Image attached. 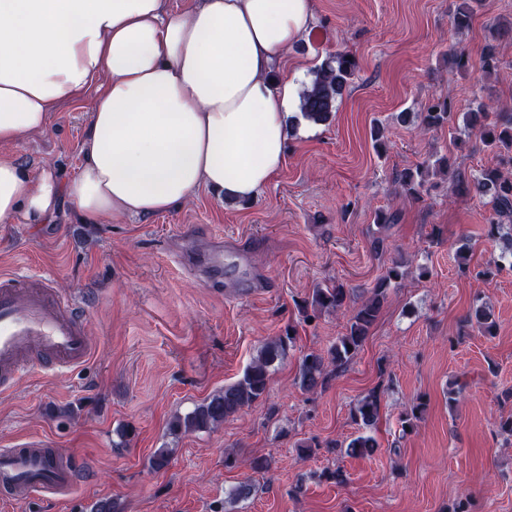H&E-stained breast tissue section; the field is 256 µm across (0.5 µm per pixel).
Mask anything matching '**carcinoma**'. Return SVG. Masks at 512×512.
I'll return each instance as SVG.
<instances>
[{
  "label": "carcinoma",
  "mask_w": 512,
  "mask_h": 512,
  "mask_svg": "<svg viewBox=\"0 0 512 512\" xmlns=\"http://www.w3.org/2000/svg\"><path fill=\"white\" fill-rule=\"evenodd\" d=\"M473 19V0H456L452 14L456 31L462 33L469 30ZM497 54L498 45L486 43L477 63L479 68L485 73L496 70ZM355 67V60L346 59L343 53L336 54L332 60L317 67L312 72V79L300 94L301 116L314 124L329 122L336 112L338 100L350 85ZM419 117L420 125L426 131L445 125H463L469 133L479 138L483 148L496 156L498 164L484 168L472 176V183L474 189L488 199L491 211L490 236H495L497 231H503L499 235L501 246L498 260L512 267V107L478 102L475 108L460 114L448 99L439 96L426 103ZM440 174H448V159L444 156L401 171L397 177L401 194L413 200L420 199L430 178ZM403 277L401 263L392 262L371 289L370 296L355 309L347 322L345 332L336 338V342L327 352H310L302 357L295 379V384L301 391L313 393L324 387L335 370L357 355L379 318L389 289ZM348 297V291L341 285L317 287L312 290L306 305L315 314L335 312L344 306ZM472 318L481 335L494 334L496 324L484 305L473 306ZM292 340V336L286 335L265 342L237 381L225 385L223 390L197 405L186 415L176 417L170 423V430H211L220 426L226 418L258 401L267 391L272 368L286 356ZM351 415L359 425V431L349 440L336 442L332 447L340 448L348 455L372 454L378 447L372 435V429L380 415V397L377 392L371 391L360 398L351 409ZM254 492L255 487L251 482H242L228 491L224 504L247 499Z\"/></svg>",
  "instance_id": "1"
}]
</instances>
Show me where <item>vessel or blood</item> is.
Wrapping results in <instances>:
<instances>
[{
  "instance_id": "vessel-or-blood-1",
  "label": "vessel or blood",
  "mask_w": 512,
  "mask_h": 512,
  "mask_svg": "<svg viewBox=\"0 0 512 512\" xmlns=\"http://www.w3.org/2000/svg\"><path fill=\"white\" fill-rule=\"evenodd\" d=\"M191 266L206 279L220 277L224 243L215 241ZM86 312L62 296L44 276L0 275V386L14 385L28 372L50 367L77 369L92 357L85 329ZM75 465L60 448H38L28 442L0 449V500L22 501L39 493H69Z\"/></svg>"
}]
</instances>
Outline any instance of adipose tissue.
<instances>
[{"label": "adipose tissue", "instance_id": "1", "mask_svg": "<svg viewBox=\"0 0 512 512\" xmlns=\"http://www.w3.org/2000/svg\"><path fill=\"white\" fill-rule=\"evenodd\" d=\"M315 23L311 0H0V145L85 103L69 184L0 155V223L161 214L199 188L256 198L280 173L297 77L274 80Z\"/></svg>", "mask_w": 512, "mask_h": 512}]
</instances>
